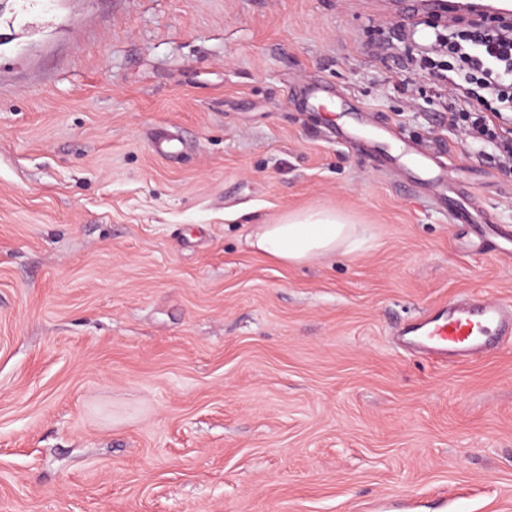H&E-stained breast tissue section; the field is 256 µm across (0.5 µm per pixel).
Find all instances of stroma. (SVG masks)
Listing matches in <instances>:
<instances>
[{"instance_id": "stroma-1", "label": "stroma", "mask_w": 512, "mask_h": 512, "mask_svg": "<svg viewBox=\"0 0 512 512\" xmlns=\"http://www.w3.org/2000/svg\"><path fill=\"white\" fill-rule=\"evenodd\" d=\"M460 31L383 0H8L0 512H512V339L459 364L400 338L512 305V168L418 66ZM349 100L382 151L381 120L451 153L468 223L327 140ZM156 128L187 150L155 156ZM303 209L370 247L249 249ZM247 242L254 251L283 265H302L367 249L362 224L330 209L290 211L274 224H252Z\"/></svg>"}]
</instances>
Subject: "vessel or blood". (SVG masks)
<instances>
[{
  "label": "vessel or blood",
  "instance_id": "vessel-or-blood-1",
  "mask_svg": "<svg viewBox=\"0 0 512 512\" xmlns=\"http://www.w3.org/2000/svg\"><path fill=\"white\" fill-rule=\"evenodd\" d=\"M425 11H440L449 17L469 16L483 19L512 21V0H420ZM153 152L162 158L179 154L183 142L168 130H155L149 140ZM403 154L412 156L421 173L414 178V186L428 188L439 205H447L442 191L444 175L449 165L442 152H435L421 143H404ZM414 336V344L427 352L464 359L482 353L487 344L498 337L512 335V315H507L495 302L468 301L427 317L407 330Z\"/></svg>",
  "mask_w": 512,
  "mask_h": 512
}]
</instances>
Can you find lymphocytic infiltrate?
<instances>
[{
    "mask_svg": "<svg viewBox=\"0 0 512 512\" xmlns=\"http://www.w3.org/2000/svg\"><path fill=\"white\" fill-rule=\"evenodd\" d=\"M448 56L467 66L462 82L448 89V124L474 143L491 145L500 163L512 167V27L485 25L449 43Z\"/></svg>",
    "mask_w": 512,
    "mask_h": 512,
    "instance_id": "f902f5d3",
    "label": "lymphocytic infiltrate"
}]
</instances>
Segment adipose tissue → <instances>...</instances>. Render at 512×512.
I'll use <instances>...</instances> for the list:
<instances>
[{
    "label": "adipose tissue",
    "instance_id": "adipose-tissue-1",
    "mask_svg": "<svg viewBox=\"0 0 512 512\" xmlns=\"http://www.w3.org/2000/svg\"><path fill=\"white\" fill-rule=\"evenodd\" d=\"M254 251L283 265H302L367 249L363 225L330 209L290 211L273 224H255L247 236Z\"/></svg>",
    "mask_w": 512,
    "mask_h": 512
}]
</instances>
